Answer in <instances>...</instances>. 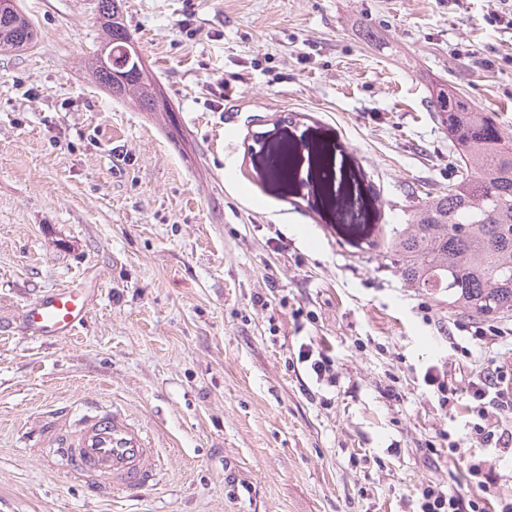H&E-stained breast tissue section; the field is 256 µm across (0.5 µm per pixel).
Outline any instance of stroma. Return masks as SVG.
Wrapping results in <instances>:
<instances>
[{
	"mask_svg": "<svg viewBox=\"0 0 512 512\" xmlns=\"http://www.w3.org/2000/svg\"><path fill=\"white\" fill-rule=\"evenodd\" d=\"M20 4L38 41L0 52V512H413L426 481L475 494L470 463L512 494L510 452L426 453L470 416L423 380L443 368L463 389L511 363L512 319L474 340L480 320L338 229L406 223L447 192L435 82L512 133L498 0H124L167 114L92 82L96 0ZM280 137L284 190L258 164ZM321 148L338 217L310 170ZM72 285L93 295L73 335L21 332L27 303ZM311 339L336 388L298 362ZM112 405L162 452L133 501L46 465L45 420Z\"/></svg>",
	"mask_w": 512,
	"mask_h": 512,
	"instance_id": "obj_1",
	"label": "stroma"
}]
</instances>
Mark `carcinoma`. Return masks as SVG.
Returning a JSON list of instances; mask_svg holds the SVG:
<instances>
[{
	"label": "carcinoma",
	"mask_w": 512,
	"mask_h": 512,
	"mask_svg": "<svg viewBox=\"0 0 512 512\" xmlns=\"http://www.w3.org/2000/svg\"><path fill=\"white\" fill-rule=\"evenodd\" d=\"M95 17L112 61L91 58L94 81L144 112H169L124 22L122 0H97ZM36 38L16 0H0V51L25 50ZM429 103L462 161L448 193L424 198L409 224L344 228L352 237L379 239L409 287L446 296L448 307L483 321L512 317V135L495 113L468 107L458 89L446 84L432 88ZM292 164L288 143L272 146L262 157L264 171L280 187L291 182Z\"/></svg>",
	"instance_id": "1"
}]
</instances>
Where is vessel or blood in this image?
<instances>
[{
    "label": "vessel or blood",
    "instance_id": "1",
    "mask_svg": "<svg viewBox=\"0 0 512 512\" xmlns=\"http://www.w3.org/2000/svg\"><path fill=\"white\" fill-rule=\"evenodd\" d=\"M89 312V297L79 288L63 287L28 303L20 315L22 329L32 337L68 336ZM65 418H57V453L81 481L102 476L109 489L129 498L154 486L161 453L141 428L116 408L98 412L76 431L66 432Z\"/></svg>",
    "mask_w": 512,
    "mask_h": 512
}]
</instances>
